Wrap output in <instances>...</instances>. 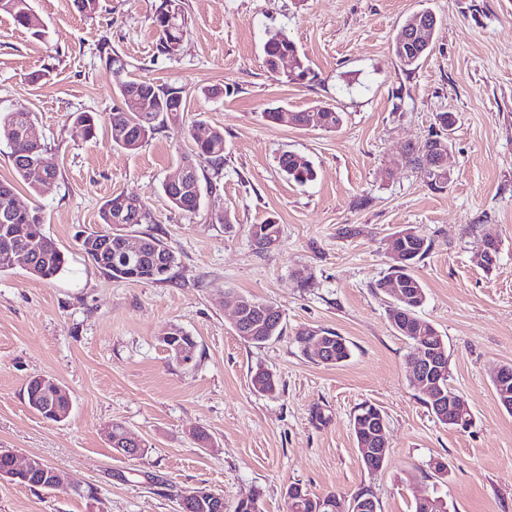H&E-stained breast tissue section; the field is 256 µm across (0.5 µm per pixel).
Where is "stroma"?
Masks as SVG:
<instances>
[{
    "instance_id": "35a3bbf8",
    "label": "stroma",
    "mask_w": 512,
    "mask_h": 512,
    "mask_svg": "<svg viewBox=\"0 0 512 512\" xmlns=\"http://www.w3.org/2000/svg\"><path fill=\"white\" fill-rule=\"evenodd\" d=\"M158 3L99 0L89 17L73 0H33L47 25L41 38L0 14V111L30 112L60 167L38 195L17 182L16 200L40 208L69 259L47 281L20 266L0 272V448L74 482L59 491L0 483V512H176L179 494L197 488L223 494L229 510L252 492L259 512H288L293 484L316 496L363 493L377 512H413L415 497L434 494L451 512H512V413L492 382L512 364V0H183L191 33L170 58L156 52ZM421 9L437 17L434 49L406 71L391 44ZM273 29L298 44L313 82L267 71L262 46ZM104 43L131 78L184 88L186 121L223 129V170L204 172L219 190L196 213L172 209L162 191L190 150L179 126L134 152L115 146L108 128L87 142L73 127V113L121 103L99 57ZM215 87L221 95L205 97ZM319 103L342 112L338 131L264 117ZM438 112L457 124L453 180L435 193L400 155L428 138ZM286 151L312 161L315 181L282 177ZM119 193L143 199L152 216L124 234H151L175 251L169 281L113 279L81 250V235L101 230V209ZM268 220L280 240L260 253L249 229ZM406 228L432 242L415 268L421 314L446 342L449 382L474 415L465 432L440 423L411 386L416 350L376 287L392 264L391 238ZM488 231L501 242L489 273L473 261ZM239 295L278 307L282 336L240 339ZM169 324L194 337L191 364L160 342ZM321 328L349 342L348 361L327 367L302 353L297 332ZM260 368L277 380L274 394L253 390ZM35 376L69 391L68 418L28 407ZM366 403L388 424V457L374 472L350 424ZM116 422L145 443L142 456L111 447ZM200 431L208 442L196 440ZM434 458L447 461V476L429 468Z\"/></svg>"
}]
</instances>
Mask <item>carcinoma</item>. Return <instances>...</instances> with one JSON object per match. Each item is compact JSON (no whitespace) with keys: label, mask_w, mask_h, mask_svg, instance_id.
<instances>
[{"label":"carcinoma","mask_w":512,"mask_h":512,"mask_svg":"<svg viewBox=\"0 0 512 512\" xmlns=\"http://www.w3.org/2000/svg\"><path fill=\"white\" fill-rule=\"evenodd\" d=\"M7 14L16 26L22 27L33 35L41 37L45 33L43 20L34 10L32 0H0V14ZM153 23L158 35L157 53L172 57L171 46L183 41L189 34L190 21L185 13L182 0H161L153 15ZM100 58L112 69L118 80L119 94L129 92L139 99V107L135 111L124 112L120 108L112 110L107 117L96 112H77L73 115V124L82 138L91 141L96 137L102 121H107L110 132L117 133L113 143L127 151H136L151 138L155 132L167 123L177 124L192 144L191 153L182 159L181 168L185 179L178 187L162 185V190L170 207L183 213L197 212L203 202L204 190L215 193L217 185H202L199 173L202 164H208L214 171L224 166V131L208 125L203 121L184 123L185 112L184 90L173 86L157 85L147 80H124L128 62L112 51L107 43L99 48ZM297 55L296 43L282 30L268 32L263 45L265 67L275 73V61L284 55ZM320 129L334 131L343 123L342 113L329 105L319 112ZM454 121L448 119V113L435 114V125L438 132L430 135L419 145L406 149V162L414 165L424 173L426 184L432 191L442 192L448 188V127ZM35 122L28 112H1L0 139L5 140L10 148V158L18 179L27 183L34 193L40 192L36 182L30 180L31 163L44 165L47 175L56 176L58 163L39 135H34ZM428 155L439 156L444 163L428 168L424 160ZM278 166L283 177L290 183L303 186L316 178V170L312 162L305 156L285 152L278 159ZM15 185L12 182L0 181V272L10 270L13 265L10 255L27 252L32 255L27 272L40 280H50L63 273L68 265V255L59 248L56 242L44 231L40 210L37 207L16 210L12 198ZM102 223L108 225L103 231H95L81 239V249L87 257L103 269L108 275L118 280L165 282L177 264V256L173 249L159 238L148 234L143 237L140 255L127 262L124 260V235L115 233L112 228L147 224L152 221L145 201L137 196L116 194L104 205L101 212ZM253 246L259 252L269 250L280 236V227L276 222L268 220L262 224H253L250 228ZM405 253L409 254L408 264L392 267L390 272L376 288L388 293V285L396 283V287L406 289V294L413 300L394 305L401 308L402 323L408 332L402 337L410 343L416 342L418 336H430L434 343H439L433 324L419 316L418 309L425 298L422 282L413 274V267L430 251L431 243L419 233L404 241ZM245 304L236 334L246 333L254 337V344L259 345L281 335L282 314L273 305L257 300L251 296H240ZM322 343L329 349L332 362L336 366L351 356L350 347L343 337L330 330L319 331ZM56 380L50 378L43 382L30 380L26 385V397L29 408L40 410L43 397L53 388ZM253 388L260 393H273L277 389L274 376L264 371H256L251 378ZM135 448L137 453L144 452L145 445L129 437L125 427L116 422L112 424V446ZM288 512H357L358 502L364 498L360 494L347 500L330 492L323 496H315L299 485L288 488ZM179 499L189 503V512H226L224 502L214 497V492L207 489H196Z\"/></svg>","instance_id":"obj_1"}]
</instances>
